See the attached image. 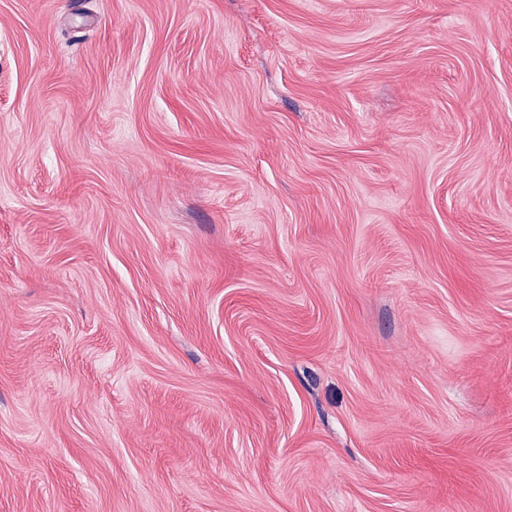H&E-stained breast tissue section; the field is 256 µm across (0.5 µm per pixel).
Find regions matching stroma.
Here are the masks:
<instances>
[{
	"instance_id": "1",
	"label": "stroma",
	"mask_w": 512,
	"mask_h": 512,
	"mask_svg": "<svg viewBox=\"0 0 512 512\" xmlns=\"http://www.w3.org/2000/svg\"><path fill=\"white\" fill-rule=\"evenodd\" d=\"M0 512H512V0H0Z\"/></svg>"
}]
</instances>
